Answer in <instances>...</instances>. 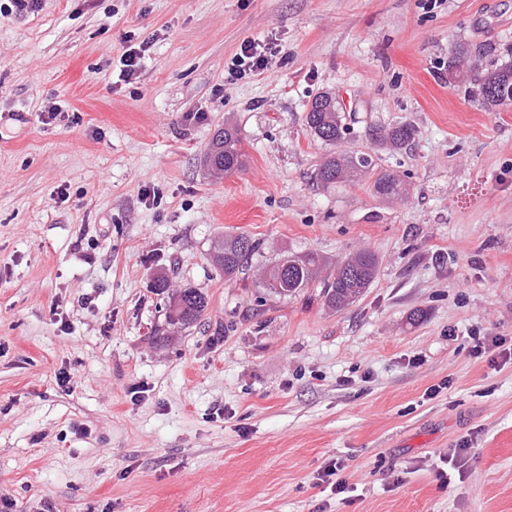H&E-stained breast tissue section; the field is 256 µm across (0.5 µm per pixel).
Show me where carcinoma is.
I'll return each mask as SVG.
<instances>
[{"mask_svg": "<svg viewBox=\"0 0 512 512\" xmlns=\"http://www.w3.org/2000/svg\"><path fill=\"white\" fill-rule=\"evenodd\" d=\"M483 56L466 43L451 47L448 55V73L461 81L476 85L475 101L487 112L512 107V61L491 62L475 68L471 61ZM310 132L322 143L332 147L316 172L315 179L326 187L340 181L371 177L374 193L382 198L403 197L406 189L397 175L376 168L373 157L365 152L342 153L333 150L344 136L345 124L336 98L329 93L317 95L305 116ZM415 130L409 123L375 125L368 129L371 144L379 149L397 151L407 148L414 140ZM239 130L227 125L217 130L200 158L203 168L228 175L245 165L240 148ZM261 254L260 241L245 234H226L216 243L211 260L226 277H236L253 267V259ZM259 287L267 295L280 300L294 296L310 284L323 279L324 304L341 310L355 303L370 287L378 271L375 255L366 248L360 249L336 266V272L323 278L322 259L308 253L303 256L283 254L269 264L259 266ZM208 306L206 295L198 288L187 287L169 297L165 322L170 332L187 328L198 322Z\"/></svg>", "mask_w": 512, "mask_h": 512, "instance_id": "carcinoma-1", "label": "carcinoma"}]
</instances>
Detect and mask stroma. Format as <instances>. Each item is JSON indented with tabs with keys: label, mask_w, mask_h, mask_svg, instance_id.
Returning <instances> with one entry per match:
<instances>
[{
	"label": "stroma",
	"mask_w": 512,
	"mask_h": 512,
	"mask_svg": "<svg viewBox=\"0 0 512 512\" xmlns=\"http://www.w3.org/2000/svg\"><path fill=\"white\" fill-rule=\"evenodd\" d=\"M246 40L268 68L227 80ZM127 42L147 50L122 81ZM454 42L511 60L512 0H0L10 512H512V358L470 353L512 339V108L449 79ZM323 92L340 150L404 198L317 183ZM227 122L246 165L205 175ZM394 122L412 145L373 151L370 124ZM229 232L265 263L365 247L378 273L341 311L317 285L265 304L213 265ZM160 273L208 301L168 340ZM333 461L347 498L318 481ZM305 121L310 132L330 147H337L345 134L343 115L336 98L329 93H321L312 100Z\"/></svg>",
	"instance_id": "stroma-1"
}]
</instances>
